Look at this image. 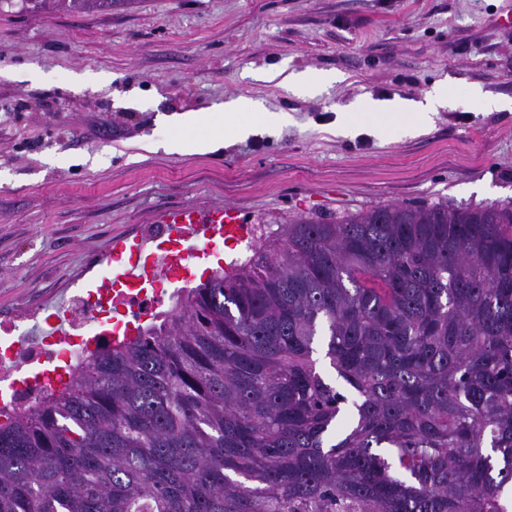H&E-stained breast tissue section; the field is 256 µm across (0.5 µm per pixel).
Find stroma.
<instances>
[{"label":"stroma","mask_w":512,"mask_h":512,"mask_svg":"<svg viewBox=\"0 0 512 512\" xmlns=\"http://www.w3.org/2000/svg\"><path fill=\"white\" fill-rule=\"evenodd\" d=\"M512 0H112L0 7V321L67 297L113 238L161 210L237 207L252 254L288 219L391 204L512 201ZM328 73L316 97L263 71ZM447 85L429 130L336 132L362 99ZM506 102L486 110L472 89ZM246 98L255 126L205 154L172 118ZM285 112L267 127L260 111Z\"/></svg>","instance_id":"obj_1"}]
</instances>
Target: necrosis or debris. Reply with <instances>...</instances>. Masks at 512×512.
Wrapping results in <instances>:
<instances>
[{
    "label": "necrosis or debris",
    "mask_w": 512,
    "mask_h": 512,
    "mask_svg": "<svg viewBox=\"0 0 512 512\" xmlns=\"http://www.w3.org/2000/svg\"><path fill=\"white\" fill-rule=\"evenodd\" d=\"M67 337L22 336L21 323L46 325L53 319L48 306L17 314L12 323L0 324V413H21L56 396L58 382L49 378L59 364L69 370L100 342V332L112 323V291L108 288L74 289L66 304Z\"/></svg>",
    "instance_id": "necrosis-or-debris-1"
}]
</instances>
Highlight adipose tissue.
<instances>
[{"label":"adipose tissue","instance_id":"obj_1","mask_svg":"<svg viewBox=\"0 0 512 512\" xmlns=\"http://www.w3.org/2000/svg\"><path fill=\"white\" fill-rule=\"evenodd\" d=\"M448 105L447 87L436 88L425 101L412 102L402 98L389 101H366L360 111L350 113L343 123L344 129L358 128L365 121H372L371 131L374 135L387 138L392 135L405 136L408 134H423L434 112ZM259 112L257 104L245 99H233L224 104L222 108L209 112L205 118L206 126L210 127V136L191 141L174 140L168 143L167 149L171 152L192 150L206 153L217 148L224 135H231L238 139L247 138L252 134V126L236 122L235 117L241 112ZM261 123L278 125L287 122L284 114L272 112H259Z\"/></svg>","mask_w":512,"mask_h":512}]
</instances>
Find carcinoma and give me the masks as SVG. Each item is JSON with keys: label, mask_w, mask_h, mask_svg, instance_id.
Listing matches in <instances>:
<instances>
[{"label": "carcinoma", "mask_w": 512, "mask_h": 512, "mask_svg": "<svg viewBox=\"0 0 512 512\" xmlns=\"http://www.w3.org/2000/svg\"><path fill=\"white\" fill-rule=\"evenodd\" d=\"M50 2L89 0H23ZM510 487L512 201L293 219L0 422V512H512Z\"/></svg>", "instance_id": "1"}]
</instances>
